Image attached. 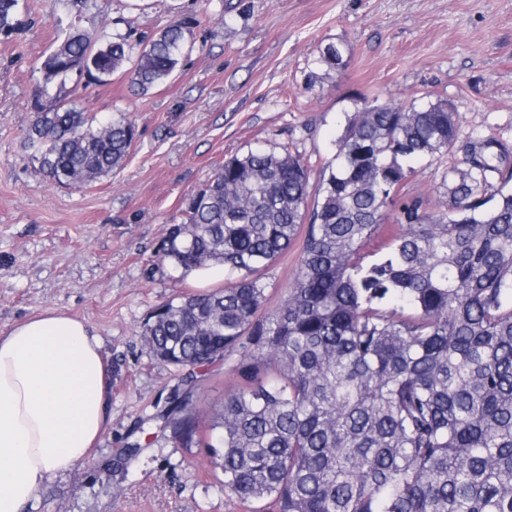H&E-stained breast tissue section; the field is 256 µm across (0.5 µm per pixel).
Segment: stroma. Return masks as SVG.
Listing matches in <instances>:
<instances>
[{"label":"stroma","instance_id":"obj_1","mask_svg":"<svg viewBox=\"0 0 512 512\" xmlns=\"http://www.w3.org/2000/svg\"><path fill=\"white\" fill-rule=\"evenodd\" d=\"M23 25L0 36V334L47 310L85 320L111 369L112 423L88 459L47 481L25 512H252L224 493L204 449L183 448L161 415L193 387L211 411L239 381L231 361L184 370L151 358L143 325L157 305L195 286L157 251L184 200L224 161L289 148L312 179L335 154L363 99L458 105L460 137L512 148V0H27ZM191 21L175 73L137 93L128 73L80 87L107 121H135L124 165L80 187L53 185L30 158L27 130L41 64L70 29L139 41ZM342 45L343 63L319 61ZM453 153L415 164L404 189L444 210ZM296 251L262 274L279 307Z\"/></svg>","mask_w":512,"mask_h":512}]
</instances>
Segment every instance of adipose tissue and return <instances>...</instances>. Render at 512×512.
<instances>
[{
    "mask_svg": "<svg viewBox=\"0 0 512 512\" xmlns=\"http://www.w3.org/2000/svg\"><path fill=\"white\" fill-rule=\"evenodd\" d=\"M98 335L47 310L0 336V512H23L46 481L87 459L112 419Z\"/></svg>",
    "mask_w": 512,
    "mask_h": 512,
    "instance_id": "1",
    "label": "adipose tissue"
}]
</instances>
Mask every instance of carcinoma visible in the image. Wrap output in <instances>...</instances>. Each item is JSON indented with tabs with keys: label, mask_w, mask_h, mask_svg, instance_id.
I'll return each mask as SVG.
<instances>
[{
	"label": "carcinoma",
	"mask_w": 512,
	"mask_h": 512,
	"mask_svg": "<svg viewBox=\"0 0 512 512\" xmlns=\"http://www.w3.org/2000/svg\"><path fill=\"white\" fill-rule=\"evenodd\" d=\"M20 2L0 0L1 36ZM189 32L174 21L138 48L119 31L68 33L41 66L31 159L73 187L120 168L135 123H97L67 82H105L131 62L146 93L176 71ZM320 62L335 67L343 49ZM459 122L448 102L366 103L317 184L288 147L251 150L168 225L161 258L220 263L225 286L156 307L143 337L176 367L239 354L242 383L207 427L188 393L168 397L165 414L175 442L206 449L229 498L274 512H512V151L493 137L459 141ZM455 148L447 211L402 199L414 161ZM390 210L398 231L366 262ZM298 242L288 294L265 313L258 273Z\"/></svg>",
	"instance_id": "1"
}]
</instances>
